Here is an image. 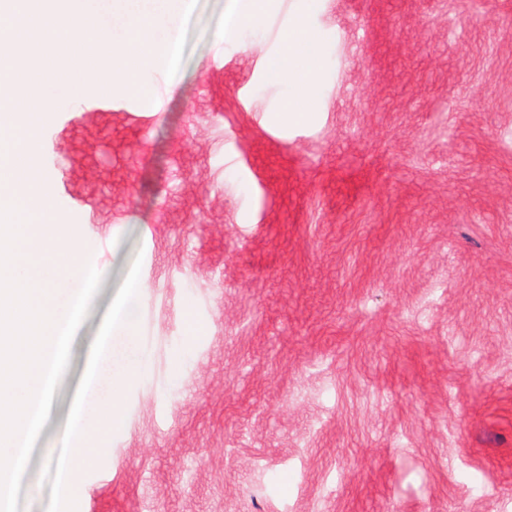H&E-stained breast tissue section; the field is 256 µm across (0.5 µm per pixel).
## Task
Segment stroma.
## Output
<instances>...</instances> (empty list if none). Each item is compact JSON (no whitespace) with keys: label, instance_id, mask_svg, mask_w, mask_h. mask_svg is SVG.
Wrapping results in <instances>:
<instances>
[{"label":"stroma","instance_id":"obj_1","mask_svg":"<svg viewBox=\"0 0 512 512\" xmlns=\"http://www.w3.org/2000/svg\"><path fill=\"white\" fill-rule=\"evenodd\" d=\"M198 0L162 99L87 91L42 127L55 212L104 277L19 512H512V0ZM301 15L313 119L262 63ZM143 369L64 490L76 398L125 285ZM200 327L188 338L186 316ZM236 7L232 14L226 19L224 25L225 38L236 35L238 30L244 26L261 23L268 13L269 0H235ZM240 4V6L237 5ZM48 461L57 466L60 484L65 489L75 485L79 480V468L74 461V456L68 448L66 455L60 454L58 450L54 452L52 448L47 451Z\"/></svg>","mask_w":512,"mask_h":512}]
</instances>
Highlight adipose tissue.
I'll return each instance as SVG.
<instances>
[{"instance_id":"ef3b65f1","label":"adipose tissue","mask_w":512,"mask_h":512,"mask_svg":"<svg viewBox=\"0 0 512 512\" xmlns=\"http://www.w3.org/2000/svg\"><path fill=\"white\" fill-rule=\"evenodd\" d=\"M281 50L266 59L268 81L287 84L288 93L275 119L280 124H298L312 116L318 95V72L323 62L319 38L304 17L289 20L279 33ZM146 288L144 281L129 282L119 305L120 318L109 332L112 350L108 356H97L91 376L100 385L91 397H79L78 420L95 447L106 444L108 425L123 423L121 393L124 384L134 375L138 363L134 358L136 336L134 316Z\"/></svg>"}]
</instances>
